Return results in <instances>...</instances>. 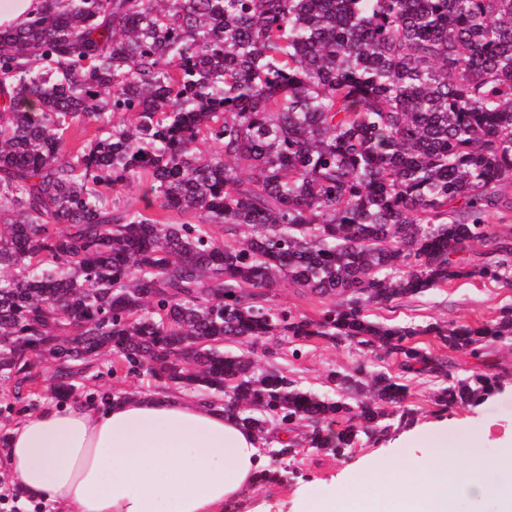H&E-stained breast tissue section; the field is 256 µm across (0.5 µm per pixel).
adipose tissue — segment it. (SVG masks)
<instances>
[{
    "label": "adipose tissue",
    "instance_id": "1",
    "mask_svg": "<svg viewBox=\"0 0 512 512\" xmlns=\"http://www.w3.org/2000/svg\"><path fill=\"white\" fill-rule=\"evenodd\" d=\"M458 449L448 429L434 426L423 465L426 480L413 481L411 463L383 466L392 495H370L366 484L332 495L327 512H456L457 499H495L512 512V481L471 465L448 470ZM262 460L254 434L223 407L177 392L134 395L103 407L81 401L51 403L10 430L0 480L25 500L57 512H268L255 502Z\"/></svg>",
    "mask_w": 512,
    "mask_h": 512
}]
</instances>
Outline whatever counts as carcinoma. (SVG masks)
Masks as SVG:
<instances>
[{"label":"carcinoma","mask_w":512,"mask_h":512,"mask_svg":"<svg viewBox=\"0 0 512 512\" xmlns=\"http://www.w3.org/2000/svg\"><path fill=\"white\" fill-rule=\"evenodd\" d=\"M0 98L6 409L66 400L113 356L205 393L264 456H345L413 424L388 410L409 375L440 379L435 415L512 381L453 358L512 342L511 305L480 327L369 314L475 275L512 287V236L488 225L512 214V0H43L0 29ZM143 182L160 213L112 198ZM283 281L334 303L274 308ZM275 337L397 372L331 369L328 397L224 350Z\"/></svg>","instance_id":"1"}]
</instances>
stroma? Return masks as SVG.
Returning a JSON list of instances; mask_svg holds the SVG:
<instances>
[{
	"instance_id": "35a3bbf8",
	"label": "stroma",
	"mask_w": 512,
	"mask_h": 512,
	"mask_svg": "<svg viewBox=\"0 0 512 512\" xmlns=\"http://www.w3.org/2000/svg\"><path fill=\"white\" fill-rule=\"evenodd\" d=\"M512 305V290L475 277L434 288L416 297L405 298L389 306L371 307L373 318L384 322L449 324L461 320L485 323L496 320L502 307ZM362 357L354 350H339L322 342L310 343L300 359H292L287 344H280L275 358L260 357L261 367L286 368L300 377L303 384L316 393L330 394L326 381L329 369H351L362 364ZM448 445L452 448L469 447L467 459H453L450 470L457 471L466 461L483 466H501L508 454L503 439L512 432V384L491 396L481 405L448 412ZM427 449H407L403 433L394 434L377 445L357 448L348 458H338L314 448L305 449L296 458H271V465L283 469L293 467L308 473V480L288 482V501L283 512H321L325 499L332 490L345 491L363 476V467L380 458L390 465L400 464L409 456L426 457Z\"/></svg>"
}]
</instances>
